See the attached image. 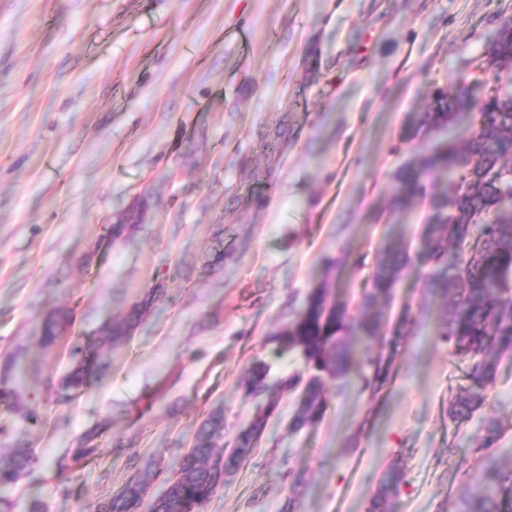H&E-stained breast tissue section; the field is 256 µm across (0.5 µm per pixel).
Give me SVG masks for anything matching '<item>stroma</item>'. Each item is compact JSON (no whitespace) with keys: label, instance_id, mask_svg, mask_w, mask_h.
<instances>
[{"label":"stroma","instance_id":"stroma-1","mask_svg":"<svg viewBox=\"0 0 512 512\" xmlns=\"http://www.w3.org/2000/svg\"><path fill=\"white\" fill-rule=\"evenodd\" d=\"M510 17L512 0H0V377L19 396L0 406V454L34 457L0 512H95L146 470L175 472L218 410L228 446L264 424L200 512H282L296 474L299 512H372L393 466L395 512H454L490 416L512 466V355L454 422L473 361L434 334L449 300L420 258L431 199L393 205L397 171L439 140L421 127L436 93L464 82L472 109L452 133L468 136L491 89L473 78ZM387 240L410 258L371 343L390 382L327 380L323 418L293 431L304 364L275 337L331 277L361 317ZM60 310L74 324L43 347ZM125 320L104 370L64 399L73 345ZM258 359L265 416L245 384ZM269 371L270 366L265 361H256L249 370L248 378L246 380L247 386L254 394L263 395L267 393V403L263 408L261 415L271 412L276 405V400L272 396V390L267 385V376Z\"/></svg>","mask_w":512,"mask_h":512}]
</instances>
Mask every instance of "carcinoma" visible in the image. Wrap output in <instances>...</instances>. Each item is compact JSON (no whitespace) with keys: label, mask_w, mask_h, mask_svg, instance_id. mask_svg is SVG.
Instances as JSON below:
<instances>
[{"label":"carcinoma","mask_w":512,"mask_h":512,"mask_svg":"<svg viewBox=\"0 0 512 512\" xmlns=\"http://www.w3.org/2000/svg\"><path fill=\"white\" fill-rule=\"evenodd\" d=\"M491 59H512V31L503 26L492 48ZM466 91L436 96L424 125L430 131L440 125L448 128L469 112ZM512 97L493 88L483 100L476 128L462 142L448 139L416 162L405 164L395 175L394 202L404 205L427 193L426 180L433 173L444 176L443 188L432 194L437 221L426 227L423 260L432 265L425 285L453 302L440 320L439 336L455 355L475 363L469 371L472 387L464 390L451 406L454 419L467 420L483 405L485 385L497 374L503 356L512 350V210L502 209L512 199ZM407 259L401 248L386 241L372 277L371 288L361 306L368 314L351 321L348 305L338 301L332 284H324L307 296L297 318L288 324L275 341L279 352H295L303 360L307 380L292 421L298 431L320 420L328 402L325 379L346 380L353 359L358 355L360 338L379 335L384 315L375 310L379 300L392 297L401 280ZM71 315L45 319L40 341L53 345L62 323ZM77 364L69 373L64 388L79 390L88 385L99 365L95 343L73 347ZM361 365L371 374H360L361 389L374 393L390 379L391 364L381 354L364 352ZM270 366L263 360L253 364L246 380L251 392L267 395L263 414L242 432L235 448L224 453V416L212 415L200 428L195 444L185 454L175 476L164 479L166 488L153 499V512H199L224 483V474L238 469L251 455L253 440L260 433L264 414L272 411L276 400L267 385ZM479 450H489L499 442L502 427L492 419L483 421ZM33 463L30 452L13 449L0 460V490L13 487ZM157 474L125 487L99 506V512H136L143 501L144 486ZM402 482V474L390 468L382 475L373 512H392V499ZM455 512H512V468L505 470L494 460L485 459L479 482L461 498Z\"/></svg>","instance_id":"cac0c4a2"}]
</instances>
